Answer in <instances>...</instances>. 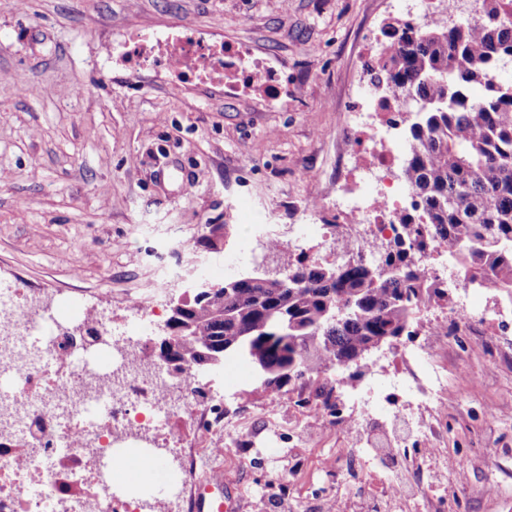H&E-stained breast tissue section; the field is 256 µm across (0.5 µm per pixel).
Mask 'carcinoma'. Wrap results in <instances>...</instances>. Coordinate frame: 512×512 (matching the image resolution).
<instances>
[{
	"label": "carcinoma",
	"mask_w": 512,
	"mask_h": 512,
	"mask_svg": "<svg viewBox=\"0 0 512 512\" xmlns=\"http://www.w3.org/2000/svg\"><path fill=\"white\" fill-rule=\"evenodd\" d=\"M482 0L480 25L400 23L376 80L420 103L407 131L405 181L415 200L399 217L401 236L374 261L325 266L299 256L291 281L264 288L256 272L212 293L193 290L170 316L180 331L159 356L173 371L201 374L240 359L270 394L314 390L332 411L330 377L383 337L415 335L420 306L450 301L448 284L420 264L431 247L447 254L466 284L486 281L512 299V83L499 80L512 59V24L497 20L505 2ZM483 86L473 98L469 87Z\"/></svg>",
	"instance_id": "1"
}]
</instances>
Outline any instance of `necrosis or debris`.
Listing matches in <instances>:
<instances>
[{
    "mask_svg": "<svg viewBox=\"0 0 512 512\" xmlns=\"http://www.w3.org/2000/svg\"><path fill=\"white\" fill-rule=\"evenodd\" d=\"M107 54L122 65L145 63L160 72L204 79L241 76L250 86L273 89L277 74L246 48L209 43L201 34L134 30L109 42ZM404 114L383 122L365 116L350 134L368 150L366 173L389 171ZM393 182L373 185L365 201L347 203L336 228L317 223L319 201L307 203L306 238L335 234L337 244H358L354 259H370L378 244L396 237L398 212L409 202ZM476 313L468 302L433 313L424 350L444 402L448 379L471 377L469 368L438 363L445 325L467 328ZM193 371L172 376L142 336L113 335L104 319L84 314L71 321L33 303L18 288L0 292V512H141L142 501L114 495L104 466L114 445L143 436L160 447L181 448L175 421L211 430L219 410L197 396Z\"/></svg>",
    "mask_w": 512,
    "mask_h": 512,
    "instance_id": "obj_1",
    "label": "necrosis or debris"
}]
</instances>
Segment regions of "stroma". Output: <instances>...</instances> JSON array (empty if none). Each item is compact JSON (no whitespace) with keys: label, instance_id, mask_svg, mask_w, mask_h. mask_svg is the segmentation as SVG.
Here are the masks:
<instances>
[{"label":"stroma","instance_id":"stroma-1","mask_svg":"<svg viewBox=\"0 0 512 512\" xmlns=\"http://www.w3.org/2000/svg\"><path fill=\"white\" fill-rule=\"evenodd\" d=\"M419 0H0V288L103 314L114 328L139 323L136 298L162 307L187 284L161 288L162 268L194 264L212 283L231 278L248 225L269 224L289 241L265 254H332L331 237L298 241L308 200L331 223L343 197L364 196L354 170L337 172L350 147L352 104L368 95L364 70L400 15ZM208 30L244 46L279 73L281 96L234 81L199 82L112 63L103 51L136 29ZM425 332L373 352L357 387L399 371ZM503 337L475 329L440 354L466 360L474 380L449 385L436 415V447L409 448L400 479L430 494L403 499L372 484L384 460L370 439L345 435L286 395L270 440V395L249 365L229 361L203 373L213 403L232 397L235 418L256 441L221 436L218 471L242 512H267L285 489V512H512V360L489 355ZM299 430L288 441V427ZM466 458L464 468L450 459Z\"/></svg>","mask_w":512,"mask_h":512}]
</instances>
